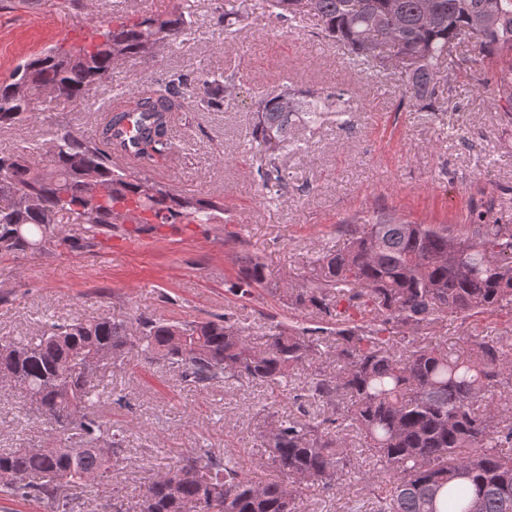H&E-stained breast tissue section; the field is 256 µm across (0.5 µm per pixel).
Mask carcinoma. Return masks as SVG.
<instances>
[{"label":"carcinoma","instance_id":"carcinoma-1","mask_svg":"<svg viewBox=\"0 0 512 512\" xmlns=\"http://www.w3.org/2000/svg\"><path fill=\"white\" fill-rule=\"evenodd\" d=\"M276 17L315 16L324 34L359 65L399 59L400 107L434 116L454 77L457 46L477 40L480 62L492 67L512 120V0H273ZM191 22L175 9L112 29L91 49L55 47L0 81V127L36 111L44 92L63 89L76 100L112 77L119 60L139 59L188 40ZM237 88L186 73L156 80L129 97L95 135L66 126L52 133L49 155L39 149L0 153V252L35 253L56 235L66 215L84 228L79 248L108 229L148 224H211L224 197L184 195L143 174L174 148L172 116L189 93L202 106H221ZM344 93L288 85L254 100L251 143L263 153L258 186L269 202L281 198L288 176L279 154L292 130H313L329 110L345 113ZM139 119L133 166L112 165V129ZM508 200L473 205L462 224H409L374 214L326 251L308 285L274 287L289 309L316 328L270 325L252 341L228 311L205 320L161 321L145 312L137 335L109 315L53 322L37 336L0 339V382L19 390L59 446L0 450V491L71 512L68 491L108 489L109 512H297L307 485L339 491L357 474L370 485V512H512V418L485 404L512 368V345L500 336H469L467 355L440 350L422 331L450 318L512 311V213ZM502 219L489 222L491 212ZM230 290L250 300L266 289L264 264L237 257ZM412 335L406 339V335ZM336 349V369L320 364ZM162 362L202 384L247 381L284 393L303 379L294 408L264 417L263 478L230 456L193 448L179 464L135 495L112 485V468L126 452L125 430L95 414L107 400L98 374L131 358ZM323 407L312 415L306 404ZM371 452L373 469L356 470L349 433Z\"/></svg>","mask_w":512,"mask_h":512}]
</instances>
